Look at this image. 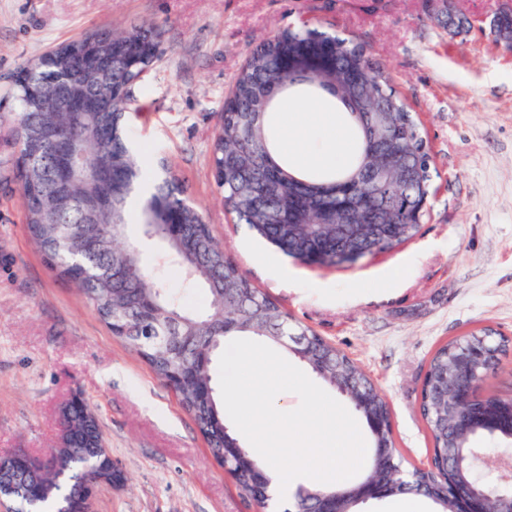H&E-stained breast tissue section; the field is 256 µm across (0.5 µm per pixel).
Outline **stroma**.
<instances>
[{"mask_svg": "<svg viewBox=\"0 0 512 512\" xmlns=\"http://www.w3.org/2000/svg\"><path fill=\"white\" fill-rule=\"evenodd\" d=\"M142 22L159 27L161 46L131 89L130 143L168 160L254 286L373 379L398 450L427 466L419 402L432 352L487 325L512 337V53L486 28L449 35L426 0H0V88L54 45ZM306 25L357 40L386 67L434 162L429 221L409 243L352 266L293 262L231 223L212 173L224 100L247 54ZM142 249L181 304L208 307L202 290H183L179 271L158 267V242ZM75 391L126 476L99 489L96 512H258L173 390L49 266L19 193L0 192V455L47 454Z\"/></svg>", "mask_w": 512, "mask_h": 512, "instance_id": "1", "label": "stroma"}]
</instances>
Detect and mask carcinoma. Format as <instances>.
Listing matches in <instances>:
<instances>
[{
  "instance_id": "1",
  "label": "carcinoma",
  "mask_w": 512,
  "mask_h": 512,
  "mask_svg": "<svg viewBox=\"0 0 512 512\" xmlns=\"http://www.w3.org/2000/svg\"><path fill=\"white\" fill-rule=\"evenodd\" d=\"M161 33L149 22L116 32L100 27L79 38L61 43L53 55L28 61L6 84V97L16 102L7 133L0 136L1 148H13L11 156L0 157V185L18 182L23 202L24 223L45 259L59 273L74 282L106 326L120 322L119 339L145 361L163 380L173 370L186 369L191 379L179 390L184 410L193 419L208 449L226 457L236 473V484L248 498H255L251 476L264 464L249 450L232 447L234 440L224 435V405L220 403L210 375L212 355L224 346V335L258 336L287 347L285 336L307 337L304 351L309 368L317 367L324 380L335 388L346 384L352 389V406L365 423L371 438V454L366 471L351 482L324 486L313 483L306 495L294 500L288 512H302L306 503H316L323 492H335L336 506L345 509L363 495L365 482L379 486L374 501L406 495L432 501L435 512H464L473 502L470 495L476 475L471 462V444L482 436V429L453 423L451 402L455 388L465 384L474 372L494 368L512 351V338L490 326L451 339L431 355L422 384L419 411L433 443V458L427 469H405L391 424L388 401L374 383L345 352L326 342L295 321L287 311L254 287L232 260L224 259V248L215 240L212 226L203 222L202 213L188 202L187 188L177 177L168 175L154 187L140 210H129L134 190L148 181L149 161L133 153L128 145L126 112L131 95L125 93L112 103L107 122L110 134L102 137L97 128L102 121L95 112H60L53 91L68 56L90 43L104 46L114 40L150 44ZM319 40L336 42V57L327 79L350 70L360 71L368 92L359 106L350 102L351 93L338 85L336 99L355 130L356 151L349 165L325 177L308 176L277 162V146L270 134L268 119L280 97L262 103L264 89L283 82L286 70L280 59L285 49H310ZM154 59L116 57L112 82L87 83V89L111 90L131 87ZM46 131L72 139L76 151L89 165V172L64 187L51 177L50 166L42 163L28 171L18 161L39 153L50 156V142L39 140ZM402 152L413 178L402 182L387 175V185L374 180L377 153L383 141ZM213 165L219 175L223 204L240 224L257 237L297 261L315 253L313 264L339 267L336 239L348 227L334 228L318 223L320 210L310 206L298 217L296 237L302 248L294 253L275 216L285 205L288 190L306 182L323 199L377 206V220L390 225L389 232L373 239L371 247L388 252L412 240L429 217L422 208L431 193L432 156L420 123L408 103L399 95L385 66L374 61L367 48L349 38L318 29H284L258 43L238 71L230 96L224 102L220 128L213 143ZM174 206L184 207L186 227L172 239L158 220ZM143 235L155 234L164 248V263L176 265L184 275V287L203 288L210 305L203 313L185 309L172 289L154 277L142 263L138 247L131 243L132 226ZM232 318L237 328L224 332V321ZM174 334L196 343L189 349L171 350L162 338ZM486 351L480 365L461 372L458 355L462 347ZM509 401L493 393L483 408L492 415H506ZM111 456L107 448L53 449L43 466L46 481L53 490L31 506L35 512H60L74 487L93 465Z\"/></svg>"
}]
</instances>
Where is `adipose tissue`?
<instances>
[{
  "mask_svg": "<svg viewBox=\"0 0 512 512\" xmlns=\"http://www.w3.org/2000/svg\"><path fill=\"white\" fill-rule=\"evenodd\" d=\"M286 115L282 143L289 157L312 168L347 164L355 142L344 134L321 99H289Z\"/></svg>",
  "mask_w": 512,
  "mask_h": 512,
  "instance_id": "obj_1",
  "label": "adipose tissue"
}]
</instances>
